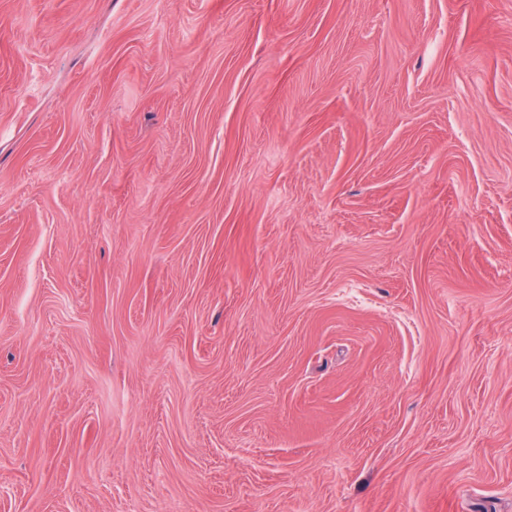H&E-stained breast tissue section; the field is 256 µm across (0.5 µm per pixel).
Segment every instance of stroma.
I'll return each instance as SVG.
<instances>
[{"label": "stroma", "instance_id": "obj_1", "mask_svg": "<svg viewBox=\"0 0 512 512\" xmlns=\"http://www.w3.org/2000/svg\"><path fill=\"white\" fill-rule=\"evenodd\" d=\"M0 512H512V0H0Z\"/></svg>", "mask_w": 512, "mask_h": 512}]
</instances>
